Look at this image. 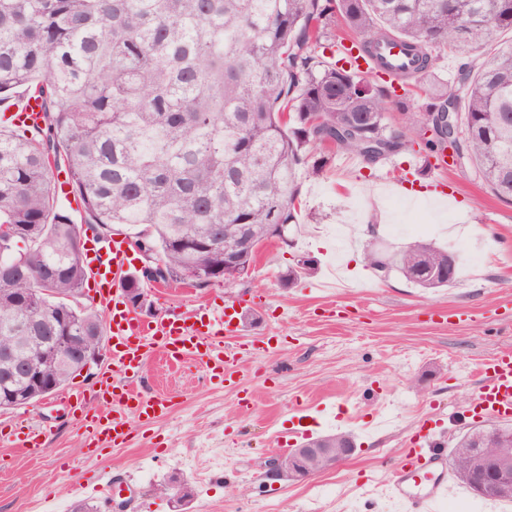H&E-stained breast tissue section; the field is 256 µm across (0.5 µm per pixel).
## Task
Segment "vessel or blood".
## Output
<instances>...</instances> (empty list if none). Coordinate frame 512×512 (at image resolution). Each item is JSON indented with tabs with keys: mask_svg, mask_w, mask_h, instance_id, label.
<instances>
[{
	"mask_svg": "<svg viewBox=\"0 0 512 512\" xmlns=\"http://www.w3.org/2000/svg\"><path fill=\"white\" fill-rule=\"evenodd\" d=\"M381 55L388 64L386 74L409 71L411 63L401 43L383 47ZM14 124L35 130L43 125L40 102L24 95L9 109ZM88 276L98 286L99 302L110 312L112 332V369L102 372L96 398L102 408L82 415L81 427L86 446L117 448L128 442L129 418L137 416L150 422L166 415L167 400L148 396L135 387L140 372L154 352H162L169 362L199 361L211 380H231L236 365L232 343L242 325L235 306L206 310L186 319L162 314L145 317L121 307L110 294V286L122 282L131 265L126 239L91 238L85 250ZM483 376L473 401L472 415L512 420V350L500 351L481 367ZM43 430L35 424L24 432H13L8 445L35 452L41 445ZM455 477L448 467V452L432 445L427 430H419L408 448L402 450L388 487V498L396 512H436L438 506L457 491Z\"/></svg>",
	"mask_w": 512,
	"mask_h": 512,
	"instance_id": "vessel-or-blood-1",
	"label": "vessel or blood"
}]
</instances>
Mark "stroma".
Returning a JSON list of instances; mask_svg holds the SVG:
<instances>
[{"label":"stroma","mask_w":512,"mask_h":512,"mask_svg":"<svg viewBox=\"0 0 512 512\" xmlns=\"http://www.w3.org/2000/svg\"><path fill=\"white\" fill-rule=\"evenodd\" d=\"M476 52L447 53L435 79L410 83L390 100L387 124L408 130L435 90L450 89L460 64ZM298 217L287 241L259 249L241 281L229 287L171 283L147 288L153 313L221 309L249 313L236 337L233 382L214 385L194 361L170 366L162 357L143 367L147 392L172 400L152 423L131 419V442L89 448L79 422L58 396L0 412L12 426L32 421L45 434L35 460L0 450V512H38L54 496L71 512L70 487L83 477L124 479L132 488L112 512H175L160 484L179 477L190 487L187 512H394L385 491L389 467L418 423L434 424L437 441L453 447L472 427L466 410L481 382L480 365L512 347V205L497 199L471 166L428 164L425 150L375 166L333 151L320 178L296 168ZM362 224L378 227L385 250L425 240L460 250L456 280L422 292L401 275L380 278L354 256L344 287L319 288L327 264L353 247ZM312 270L284 286L299 258ZM334 404L337 418L299 424L303 405ZM347 433L356 451L335 469L299 483L266 479L272 440L293 448L323 435Z\"/></svg>","instance_id":"stroma-1"}]
</instances>
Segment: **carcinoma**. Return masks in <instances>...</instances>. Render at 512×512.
<instances>
[{"label": "carcinoma", "instance_id": "cac0c4a2", "mask_svg": "<svg viewBox=\"0 0 512 512\" xmlns=\"http://www.w3.org/2000/svg\"><path fill=\"white\" fill-rule=\"evenodd\" d=\"M334 13L362 36L343 47L348 69L316 52ZM506 30L512 0H0V103L31 88L44 112L37 138L0 128V226L11 231L0 239V309L12 312L0 319V347L22 361L39 351L27 339L35 319L45 340L70 321L104 327L93 308L67 300L86 271L52 166L65 163L84 223L126 227L152 251L158 277L191 270L203 286L234 242L260 245L271 225L295 223L293 173L308 163L320 175L315 151L369 165L413 151L385 122L390 91L371 86L351 48L372 57L399 38L425 80L440 53L485 47ZM457 74L464 161L512 203V45ZM422 142L429 157L448 148L442 134ZM387 259L423 289L448 286L460 263L423 241ZM14 288L31 303H12ZM42 373L62 389L80 375L79 359L48 360ZM28 389L0 377V397ZM498 434L512 425H476L456 447Z\"/></svg>", "mask_w": 512, "mask_h": 512}]
</instances>
